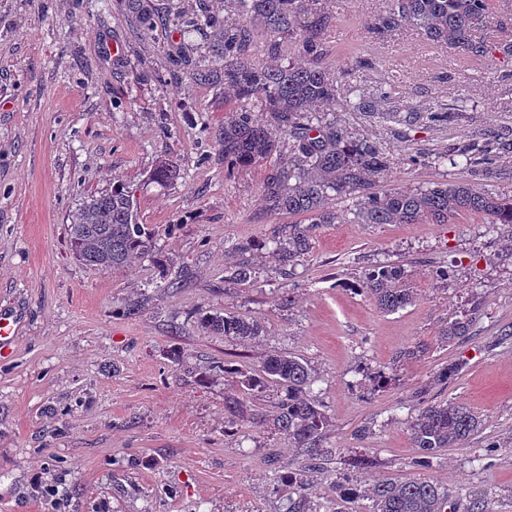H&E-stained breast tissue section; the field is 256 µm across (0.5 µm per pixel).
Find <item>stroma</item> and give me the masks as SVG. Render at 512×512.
I'll use <instances>...</instances> for the list:
<instances>
[{"label": "stroma", "instance_id": "stroma-1", "mask_svg": "<svg viewBox=\"0 0 512 512\" xmlns=\"http://www.w3.org/2000/svg\"><path fill=\"white\" fill-rule=\"evenodd\" d=\"M381 0H333L327 59L362 94L396 74L392 113L382 118L339 103L334 117L376 140L391 168L377 190L468 178L465 160L415 165L411 155L471 142L512 140V0H494L477 29L489 53L472 59L402 27L384 42L366 26ZM143 34L112 0H0V310L20 325L0 353V512H288L276 472L305 469L303 449L245 418L228 422L224 399L241 396L213 363L256 369L273 353L303 357L329 426L327 468L305 470L315 495L336 484L367 489L384 478H424L449 489L447 512H512V225L465 213L451 224H358L352 199L341 219L317 225L313 249L293 275L267 251L251 254L253 285L225 282L232 245L271 237L261 185L266 168L226 170L217 137L224 89L174 72L184 19ZM448 124L429 125L438 102ZM172 156L179 179L150 172ZM123 183L136 191L141 223L173 225L151 256L121 270L79 262L68 216L84 196ZM404 265L415 292L385 313L357 284L370 266ZM451 272L435 277L437 267ZM291 304H283V296ZM146 306L130 316L137 300ZM212 310L257 320L260 336L240 341L206 330L191 313ZM476 313L470 336L441 342L453 317ZM427 345L423 356L396 354ZM180 347L184 362L165 356ZM460 370L448 383L437 375ZM387 369L382 387L373 374ZM209 373L207 383L197 381ZM459 402L483 425L442 451L431 469L413 468L408 427L419 405ZM371 426L366 439L359 427ZM367 467H353L357 457ZM57 485L39 493L37 476Z\"/></svg>", "mask_w": 512, "mask_h": 512}]
</instances>
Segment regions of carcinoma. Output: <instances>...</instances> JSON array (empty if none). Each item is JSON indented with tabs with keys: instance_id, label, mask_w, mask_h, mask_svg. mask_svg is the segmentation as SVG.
<instances>
[{
	"instance_id": "cac0c4a2",
	"label": "carcinoma",
	"mask_w": 512,
	"mask_h": 512,
	"mask_svg": "<svg viewBox=\"0 0 512 512\" xmlns=\"http://www.w3.org/2000/svg\"><path fill=\"white\" fill-rule=\"evenodd\" d=\"M127 17L143 32L166 24L178 10L174 0H115ZM329 0H225L224 15L202 8V19L185 22L181 35L184 51L198 49L195 36L204 34V56L224 61V69H197L195 79L224 86V129L218 145L224 167L243 169L262 164L278 154L279 139H292L288 153L279 154L270 165L262 185L268 212L295 217L283 224L269 241L238 247L245 255L270 247L281 269L293 268L311 252L312 230L317 224L340 219L331 201L356 197L354 212L359 224H451L463 213L478 214L493 224H512V197L489 195L469 180H438L424 188L374 192L372 186L390 168V158L369 137L326 117L335 111L340 97L341 76L325 62L324 36L334 15ZM490 0H385V5L367 25L375 40H384L404 25H410L428 42L450 48L468 57H483L489 45L474 31L489 21ZM270 38L273 53L288 46V64L257 66L251 56L257 37ZM394 84L387 83L374 97L362 95L351 105L355 112H378V103L389 99ZM472 148L456 155L473 167V176L487 173L493 164L491 150L471 155ZM179 177L177 163L168 155L158 158L151 179L160 185ZM69 242L73 254L95 268L120 269L149 253L159 234L138 221L135 191L119 184L106 193L87 195L69 215ZM255 275L247 258L230 268L229 279L246 283ZM406 270L397 264H380L367 272L361 283L376 306L395 312L413 303L405 287ZM200 324L226 337L250 340L261 333L258 321L225 312L204 313ZM472 320L453 318L439 331L450 343L469 335ZM234 374L243 391L253 397L270 383L283 395L271 425L306 451L310 468L320 466L327 454L322 431L328 426L320 404L309 396L311 368L301 358L276 353L267 356L260 369H234L228 364L212 367ZM482 425L480 417L454 402L426 403L411 420L409 431L417 448L413 465L428 469L444 448L463 445ZM288 484L295 497L288 498V512H349L346 504L359 492L345 489L336 502L307 492L303 475L288 472L277 477ZM449 494L437 483L423 479H386L368 492L371 512H446Z\"/></svg>"
}]
</instances>
